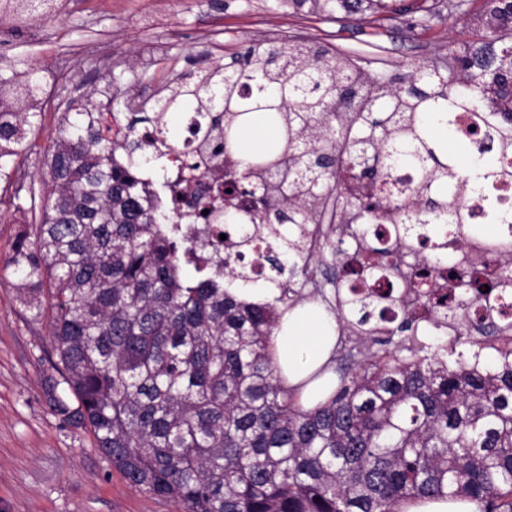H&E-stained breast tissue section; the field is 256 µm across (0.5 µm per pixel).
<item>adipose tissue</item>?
Returning a JSON list of instances; mask_svg holds the SVG:
<instances>
[{
  "label": "adipose tissue",
  "mask_w": 512,
  "mask_h": 512,
  "mask_svg": "<svg viewBox=\"0 0 512 512\" xmlns=\"http://www.w3.org/2000/svg\"><path fill=\"white\" fill-rule=\"evenodd\" d=\"M338 331L334 317L316 303L305 302L285 312L272 339L274 362L300 400L311 408L336 385L328 364L336 353Z\"/></svg>",
  "instance_id": "adipose-tissue-1"
}]
</instances>
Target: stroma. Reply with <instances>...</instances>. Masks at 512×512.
<instances>
[{
	"mask_svg": "<svg viewBox=\"0 0 512 512\" xmlns=\"http://www.w3.org/2000/svg\"><path fill=\"white\" fill-rule=\"evenodd\" d=\"M458 0H437L431 22L398 13L327 17L282 0H66L54 18L15 26L0 16V75L30 60L43 87L34 129L36 155L17 179L39 175L59 120L74 99L123 112L126 99L151 97L171 77L206 60H228L247 44L305 39L345 53L368 70L403 74L444 61L465 40ZM0 280V512H178L167 499L128 487L82 433L62 428L42 383L52 372L46 323L30 320L13 286Z\"/></svg>",
	"mask_w": 512,
	"mask_h": 512,
	"instance_id": "1",
	"label": "stroma"
}]
</instances>
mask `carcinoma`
Returning <instances> with one entry per match:
<instances>
[{
    "mask_svg": "<svg viewBox=\"0 0 512 512\" xmlns=\"http://www.w3.org/2000/svg\"><path fill=\"white\" fill-rule=\"evenodd\" d=\"M456 8L473 40L398 80L290 40L126 107L120 144L91 100L70 102L3 270L48 322L50 411L129 487L179 512H399L447 498L512 512V314H480L512 301L499 196L512 184V0ZM55 14L56 0H0L16 21ZM17 64L25 79L0 76V183L40 116L37 71ZM190 110L224 176L199 193L187 154L152 192L128 158L162 170L165 154L135 131ZM240 124L276 131L248 163L231 147ZM185 216L208 225L211 256L179 230ZM222 234L235 253L219 254ZM323 243L337 268L328 311L358 358H335L336 390L306 411L273 362L279 307L241 295L272 289L290 309L324 296Z\"/></svg>",
    "mask_w": 512,
    "mask_h": 512,
    "instance_id": "cac0c4a2",
    "label": "carcinoma"
}]
</instances>
